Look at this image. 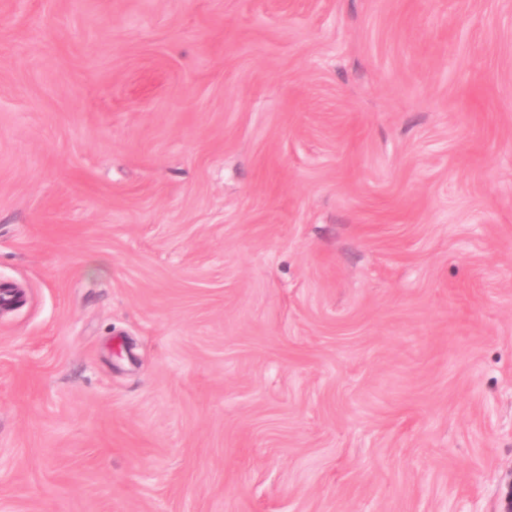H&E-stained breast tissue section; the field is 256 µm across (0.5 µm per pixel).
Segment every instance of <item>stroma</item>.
<instances>
[{
    "label": "stroma",
    "mask_w": 512,
    "mask_h": 512,
    "mask_svg": "<svg viewBox=\"0 0 512 512\" xmlns=\"http://www.w3.org/2000/svg\"><path fill=\"white\" fill-rule=\"evenodd\" d=\"M0 512H500L512 0H0Z\"/></svg>",
    "instance_id": "1"
}]
</instances>
